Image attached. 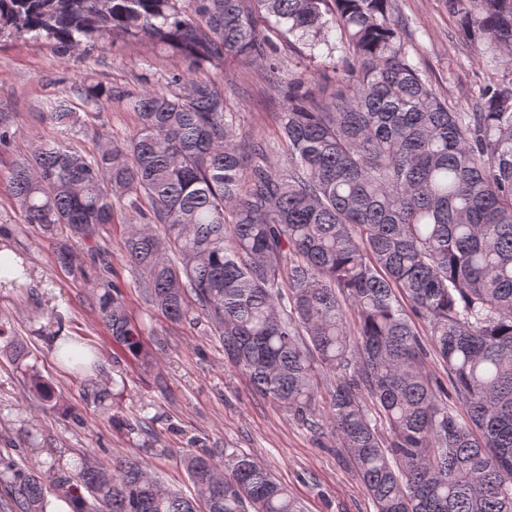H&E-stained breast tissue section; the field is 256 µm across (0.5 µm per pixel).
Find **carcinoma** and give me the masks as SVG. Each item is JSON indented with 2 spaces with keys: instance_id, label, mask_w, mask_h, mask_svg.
<instances>
[{
  "instance_id": "obj_1",
  "label": "carcinoma",
  "mask_w": 512,
  "mask_h": 512,
  "mask_svg": "<svg viewBox=\"0 0 512 512\" xmlns=\"http://www.w3.org/2000/svg\"><path fill=\"white\" fill-rule=\"evenodd\" d=\"M393 2L0 0V38L68 53L141 38L179 60L163 88L76 86L100 111L137 113L120 143L68 100L44 103L53 134L16 155L4 189L22 223L49 235L94 241L122 224L149 305L206 318L259 394L336 438L375 512H512V78L453 110L409 57ZM445 4L474 56L512 53V0ZM332 27L344 49L335 88L282 84L274 38L313 50ZM229 57L282 86L286 165L243 139L222 89L189 77ZM22 267L4 257L0 277ZM96 300L123 356L148 364L120 289L106 282ZM424 335L445 383L424 372ZM57 357L80 370L88 353L72 342ZM319 375L333 380L323 409ZM31 385L55 405L41 375ZM184 465L194 498L139 461L86 455L59 469L56 489L71 512H303L247 455ZM0 484L9 512H47L37 471L0 458Z\"/></svg>"
}]
</instances>
